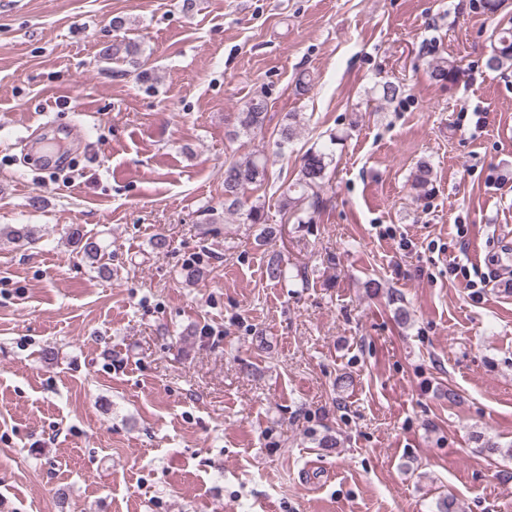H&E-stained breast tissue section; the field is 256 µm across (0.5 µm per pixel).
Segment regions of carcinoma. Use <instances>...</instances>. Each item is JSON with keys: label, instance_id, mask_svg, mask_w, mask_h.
<instances>
[{"label": "carcinoma", "instance_id": "1", "mask_svg": "<svg viewBox=\"0 0 512 512\" xmlns=\"http://www.w3.org/2000/svg\"><path fill=\"white\" fill-rule=\"evenodd\" d=\"M140 54V45L125 36L103 47L99 52L103 60L124 62H132ZM485 66L490 70L512 67V26L500 27L493 33L490 49L485 56ZM463 75L460 65L452 59L439 57L432 63L430 76L437 83L451 88L461 81ZM266 111L267 103L263 97L258 95L250 98L238 113V124L232 135L237 138L242 134L249 135L262 130ZM305 122L306 118L302 113H287L279 130L277 148L281 150L289 144ZM332 162L333 154L325 150L310 149L303 154L295 181L288 186L281 200L282 210L288 214V218L295 219V223H305L301 216L303 204H309L314 210L319 207L321 191ZM268 179V157L264 153L253 154L243 161H231L224 165V211L239 215L245 224L264 225L260 233V238L264 240L275 236L276 228L265 226L267 220L262 203L255 201L247 207L243 197L247 187H261ZM411 189L419 197H426L431 193L433 170L429 164L419 163ZM67 237L76 243L84 258L93 262L99 261L102 246L83 226H70Z\"/></svg>", "mask_w": 512, "mask_h": 512}]
</instances>
